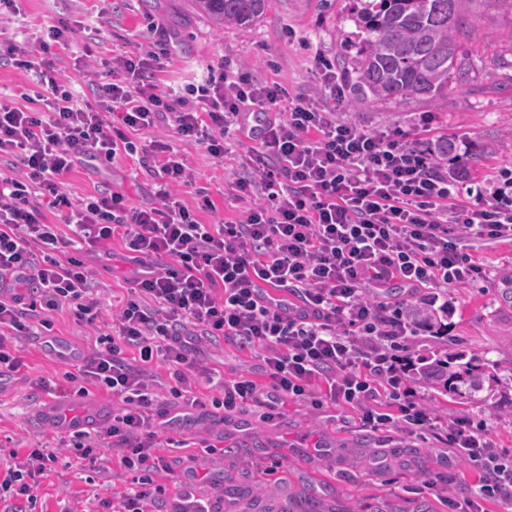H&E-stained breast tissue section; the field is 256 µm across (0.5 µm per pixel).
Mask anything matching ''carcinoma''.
Listing matches in <instances>:
<instances>
[{
  "instance_id": "cac0c4a2",
  "label": "carcinoma",
  "mask_w": 512,
  "mask_h": 512,
  "mask_svg": "<svg viewBox=\"0 0 512 512\" xmlns=\"http://www.w3.org/2000/svg\"><path fill=\"white\" fill-rule=\"evenodd\" d=\"M499 0H367L359 15L364 37L352 62L353 96L350 104L374 99L436 97L448 90L451 79L463 81L469 73V54L487 40L477 25L483 9ZM215 25L246 26L266 11L269 0H191ZM438 151L465 170L472 155L457 152L453 141L438 143ZM413 374L432 381L443 392L468 402L486 401L496 379L486 374L477 358L462 352L426 357ZM301 512H345L309 497L295 501Z\"/></svg>"
}]
</instances>
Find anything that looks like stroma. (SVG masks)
<instances>
[{"label":"stroma","mask_w":512,"mask_h":512,"mask_svg":"<svg viewBox=\"0 0 512 512\" xmlns=\"http://www.w3.org/2000/svg\"><path fill=\"white\" fill-rule=\"evenodd\" d=\"M360 6L361 0H272L254 25L219 29L187 0H15L0 20V39L35 52L48 26L67 23L68 46L57 65L70 75L78 60L107 59L163 37L171 55L160 75L162 85L187 86L207 67L232 60L250 67L261 80L280 83L290 95H312L320 82L317 56L334 63L339 77H347L359 41L353 16ZM479 23L491 39L473 53L465 82H449L447 94L434 99L371 98L348 110L340 106L337 118L363 131L396 129L422 146L452 140L480 155L468 171L470 183L494 182L502 169L512 168V0L484 11ZM249 145L243 136L229 139L220 162L202 148L182 145L195 180L182 188L181 197L192 207L205 197L213 202V210L199 207L204 222L238 218L224 177L236 169L238 155ZM65 182L74 196L106 188L124 194L135 206L149 203L154 190L151 177L125 157L94 172L73 170ZM476 254L485 263L487 278L449 289L448 336L459 341L466 355L481 358L501 380L506 397L469 403L431 388L426 395L440 415L465 414L485 423L498 447L512 452V308H504L497 293L500 277L512 272V245H481ZM93 270L101 284L102 311L111 314L128 297L130 267L106 270L97 264ZM22 355L24 378L0 381V448L22 455L40 445L60 450L55 471L41 477L37 500L27 512H94L98 497L124 492L133 476L120 469L99 472L62 448L61 432L44 410L52 400L75 409L91 402L107 418L114 401L95 388L87 398H71L73 384L66 374L72 364L48 354L38 341H25ZM219 435L224 438L222 452L206 453L203 441ZM170 437L179 441V455L193 458L198 472L205 474L203 493L223 494L225 487L238 485L242 469H249V493L237 502L241 508L254 495L274 506L285 496L310 494L348 512H369L382 502L393 504L396 512H413L421 503L430 512H450L449 500L472 495L481 482L480 473L463 460L436 457L432 435L404 440L374 434L353 411L338 405L316 410L293 403L283 417L271 421L250 407L231 422L210 416Z\"/></svg>","instance_id":"stroma-1"}]
</instances>
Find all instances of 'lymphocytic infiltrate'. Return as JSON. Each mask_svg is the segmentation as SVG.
<instances>
[{
	"instance_id": "lymphocytic-infiltrate-1",
	"label": "lymphocytic infiltrate",
	"mask_w": 512,
	"mask_h": 512,
	"mask_svg": "<svg viewBox=\"0 0 512 512\" xmlns=\"http://www.w3.org/2000/svg\"><path fill=\"white\" fill-rule=\"evenodd\" d=\"M62 34L50 26L36 54L0 43V64L33 73L47 105L32 112L0 98V372L22 368L13 339L49 329L54 314L89 327L102 322L91 264L112 261L107 246L121 239L134 266L131 295L83 357L78 389L104 390L120 406L106 426L75 431L72 446L92 464L109 452L141 478L101 507L156 512L163 488L153 477L174 466L157 452V430L167 425L163 387L227 420L250 404L271 419L290 401L317 409L343 402L362 427L433 434L481 471L464 512H479L485 499L511 502L512 452L468 417L442 419L415 387L410 372L425 326L407 309L410 300L432 306L439 292L482 279L472 244L512 242V170L472 187L401 131L362 132L337 121L343 85L323 57L318 92L290 99L246 66L211 68L184 93L164 91V45L126 51L108 61V81L89 80L91 108L49 57ZM247 113L261 117L264 132L227 183L246 208L238 220L203 223L180 196L192 181L182 154L155 130L167 126L220 161ZM134 132L143 142L131 140ZM121 155L153 176L151 203L133 207L107 190L71 196L66 174ZM50 214L56 223H47ZM64 226L71 236L61 235ZM223 339L257 353L267 385L244 375L217 381L202 353ZM158 359L170 383L154 372ZM202 381L218 382V396H193ZM57 461L41 445L7 463L5 512H16L12 501L35 502L40 477Z\"/></svg>"
}]
</instances>
